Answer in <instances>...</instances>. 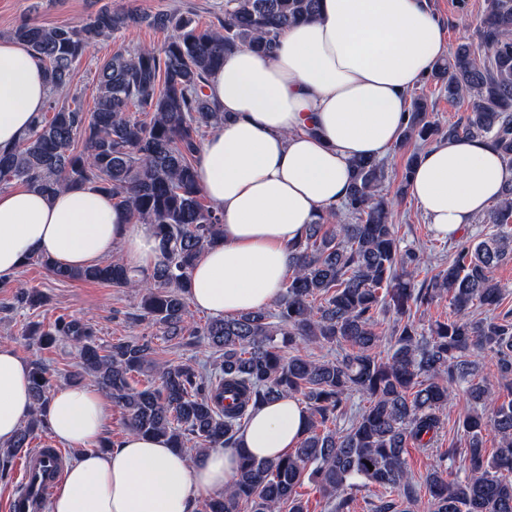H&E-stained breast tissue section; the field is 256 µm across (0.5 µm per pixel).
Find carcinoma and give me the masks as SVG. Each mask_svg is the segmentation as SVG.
I'll return each mask as SVG.
<instances>
[{"label": "carcinoma", "instance_id": "obj_1", "mask_svg": "<svg viewBox=\"0 0 512 512\" xmlns=\"http://www.w3.org/2000/svg\"><path fill=\"white\" fill-rule=\"evenodd\" d=\"M318 0H224L219 26L204 27L186 14L138 15L104 8L77 27L26 22L12 32L44 67L50 98L30 131L13 148L0 150V183L20 182L52 195L92 183L110 193L130 220L155 227L162 257L150 279L138 280L119 261L71 269L36 256L58 279L96 281L142 291L138 319L167 336L200 332L219 353L214 370L169 363L144 388L131 373L151 361L146 341L120 340L102 346L92 327L58 317L45 330L27 326L43 346L70 341L78 346L84 376L94 378L136 433L165 436L176 451L185 439L209 448H235L252 411L284 395L299 394L309 415L307 429L291 452L275 459L241 454L235 483L205 500L203 512H308L298 488L309 479L331 512H349L344 488L374 485L383 494L374 512H411L421 499L408 468V444L433 446L442 426L448 390L467 384L471 408L459 426L467 466L461 476L448 467L425 479L429 512H512V399L490 404L486 380H475L472 357L487 352L504 377L512 376V311L496 313L504 291L493 269L512 257V179L485 223L496 232L457 244L448 267L416 286L412 270L422 255L401 248L389 222V202L379 194L388 178L375 158L351 162V183L342 209L355 219L341 224L331 213L289 245L295 265L288 273L278 309L212 319L190 327L186 283L205 249L224 238L222 215L203 203L194 161L200 132L217 128L224 115L206 92L224 56L242 48L269 57L279 36L311 18ZM148 22L169 28L163 48L117 51L96 75L95 107L85 112L71 92L74 65L103 35ZM479 43L459 45L440 61L432 77L442 81L448 101L470 100L463 119L440 127L427 99H414L400 145L481 137L499 150L512 169V0H489ZM448 294L454 317L429 334L409 319ZM408 320L391 330V348L381 354L377 331L381 309ZM485 310L489 315L476 318ZM338 345L335 359L285 358L299 345ZM53 388L49 368L32 365V391L41 408ZM367 396L355 413L351 395ZM347 423L331 429L327 423ZM44 428L35 413L7 450L0 452V477ZM493 432L499 446L486 454Z\"/></svg>", "mask_w": 512, "mask_h": 512}]
</instances>
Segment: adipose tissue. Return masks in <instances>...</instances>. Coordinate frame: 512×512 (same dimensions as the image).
<instances>
[{
	"label": "adipose tissue",
	"mask_w": 512,
	"mask_h": 512,
	"mask_svg": "<svg viewBox=\"0 0 512 512\" xmlns=\"http://www.w3.org/2000/svg\"><path fill=\"white\" fill-rule=\"evenodd\" d=\"M445 32L430 0H320L316 15L284 31L272 57L241 49L225 57L207 92L224 121L195 158L198 184L222 212L224 239L189 275L196 309L232 318L281 295L294 258L289 242L347 194L354 158H380L397 143L410 94L442 58ZM49 89L25 46L0 39V150L12 148L46 108ZM512 170L487 139L445 141L420 151L410 191L435 235L453 237L485 214ZM143 275L160 259L151 225L136 224L93 185L54 197L0 193V279L34 254L82 268L114 250ZM34 410L31 367L0 344V446ZM45 426L79 451L49 512H191L233 485L240 451L275 458L296 447L308 414L292 396L260 406L235 448L196 461L166 438L126 433L99 444L109 425L96 388L54 390Z\"/></svg>",
	"instance_id": "obj_1"
}]
</instances>
